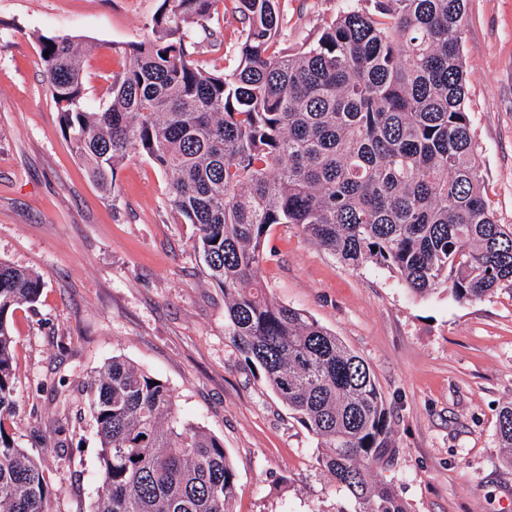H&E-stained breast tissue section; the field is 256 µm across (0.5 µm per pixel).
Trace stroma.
I'll return each instance as SVG.
<instances>
[{
  "label": "stroma",
  "mask_w": 512,
  "mask_h": 512,
  "mask_svg": "<svg viewBox=\"0 0 512 512\" xmlns=\"http://www.w3.org/2000/svg\"><path fill=\"white\" fill-rule=\"evenodd\" d=\"M161 0H0V260L38 272L35 304L12 316L17 409L11 429L51 487L47 512H90L99 439L81 382L119 356L160 379L183 419L224 443L232 512H346L317 441L224 333L192 225L167 207V178L135 154L111 196L88 180L45 89L40 38L69 35L84 54L88 103L122 70L114 46L144 40ZM344 0H284L282 51L317 37ZM462 57L484 193L512 226V0H469ZM239 24L197 59L222 71ZM261 282L277 301L336 333L372 370L392 411L394 446L373 468L408 512H512V469L496 439L512 402V285L482 300L419 297L388 270L353 269L295 227L271 228Z\"/></svg>",
  "instance_id": "35a3bbf8"
}]
</instances>
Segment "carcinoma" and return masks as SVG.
Returning a JSON list of instances; mask_svg holds the SVG:
<instances>
[{"label": "carcinoma", "instance_id": "cac0c4a2", "mask_svg": "<svg viewBox=\"0 0 512 512\" xmlns=\"http://www.w3.org/2000/svg\"><path fill=\"white\" fill-rule=\"evenodd\" d=\"M240 16L222 72L199 66L191 30ZM467 0L345 5L294 54L280 0H162L150 34L116 49L129 64L87 103L83 55L42 37L46 89L63 136L103 192L131 155L168 178V205L197 230L224 288L225 335L316 439L352 512H407L372 463L391 415L368 364L335 333L271 299L260 282L275 224L296 227L352 268L397 274L416 295L475 301L512 284V227L494 219L465 107ZM43 288L0 261V512H46L50 485L8 428L15 414L13 312ZM101 448L91 512H229L237 484L224 443L183 420L170 389L114 357L82 383ZM496 436L512 467V403Z\"/></svg>", "mask_w": 512, "mask_h": 512}]
</instances>
